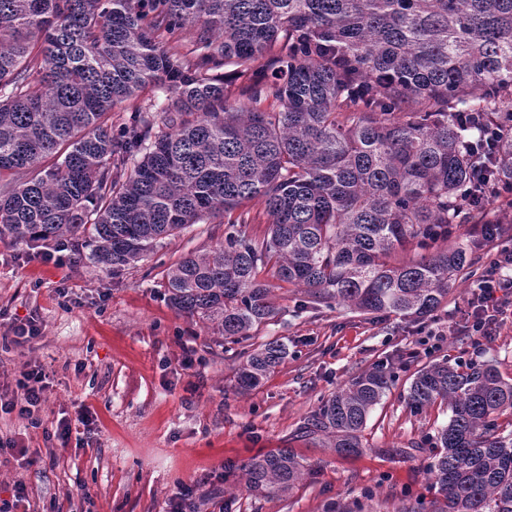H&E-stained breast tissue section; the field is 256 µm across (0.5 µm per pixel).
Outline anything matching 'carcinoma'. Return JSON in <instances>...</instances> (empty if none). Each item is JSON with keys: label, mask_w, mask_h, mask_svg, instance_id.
<instances>
[{"label": "carcinoma", "mask_w": 512, "mask_h": 512, "mask_svg": "<svg viewBox=\"0 0 512 512\" xmlns=\"http://www.w3.org/2000/svg\"><path fill=\"white\" fill-rule=\"evenodd\" d=\"M244 83L233 93L224 69ZM150 90L113 130L110 114ZM54 161L47 167L43 162ZM0 238L67 247L114 272L205 217L226 233L167 269L180 312L239 340L272 319L271 285L371 317L418 323L475 264L476 172L512 183V0H0ZM288 355L241 353L249 391ZM391 385L351 376L307 419L338 454ZM410 408L450 416L429 466L437 497L396 512H512V379L489 364L419 369ZM251 494H287L306 465L289 448L236 467Z\"/></svg>", "instance_id": "carcinoma-1"}]
</instances>
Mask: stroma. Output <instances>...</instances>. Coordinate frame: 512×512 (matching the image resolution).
<instances>
[{
    "mask_svg": "<svg viewBox=\"0 0 512 512\" xmlns=\"http://www.w3.org/2000/svg\"><path fill=\"white\" fill-rule=\"evenodd\" d=\"M227 230L200 221L116 274L0 240V398L10 399L35 365L49 383L33 418L0 412V439L39 453L30 465L0 455V498H10L19 482L30 512H168L189 489L196 512H323L325 504L350 503L368 489V512H397L410 494L434 498L432 438L450 413L443 404L409 407L414 373L445 358L489 363L512 378V322L478 354L457 326L476 275L458 277L447 303L425 323L443 331L441 349L396 369L367 418L362 452L343 457L303 433L305 420L354 374L408 355L417 327L327 307L263 273L278 312L255 330V340L283 342L288 356L259 387L241 391L237 345L208 321L171 308L164 288L170 265L209 252ZM27 320L39 336L12 341L14 326ZM189 349L196 357L190 368L182 363ZM86 408L94 414L90 429L65 442L52 438L59 420ZM275 448L295 449L310 467L292 493L254 496L225 479L228 463Z\"/></svg>",
    "mask_w": 512,
    "mask_h": 512,
    "instance_id": "1",
    "label": "stroma"
}]
</instances>
